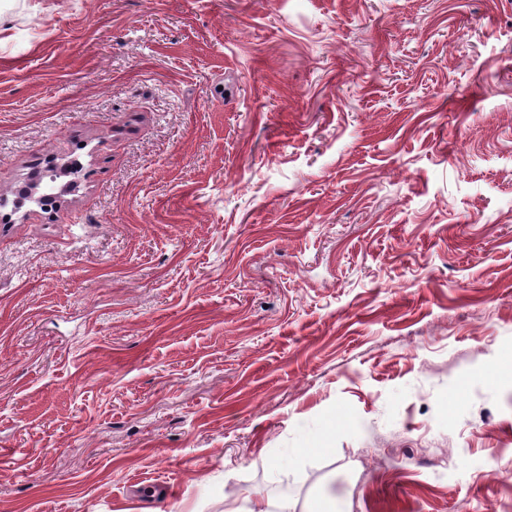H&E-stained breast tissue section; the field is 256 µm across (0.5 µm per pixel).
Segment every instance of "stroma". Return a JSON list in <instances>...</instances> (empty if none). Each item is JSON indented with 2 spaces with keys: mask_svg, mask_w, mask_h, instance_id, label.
<instances>
[{
  "mask_svg": "<svg viewBox=\"0 0 512 512\" xmlns=\"http://www.w3.org/2000/svg\"><path fill=\"white\" fill-rule=\"evenodd\" d=\"M0 26V512H512V0Z\"/></svg>",
  "mask_w": 512,
  "mask_h": 512,
  "instance_id": "stroma-1",
  "label": "stroma"
}]
</instances>
